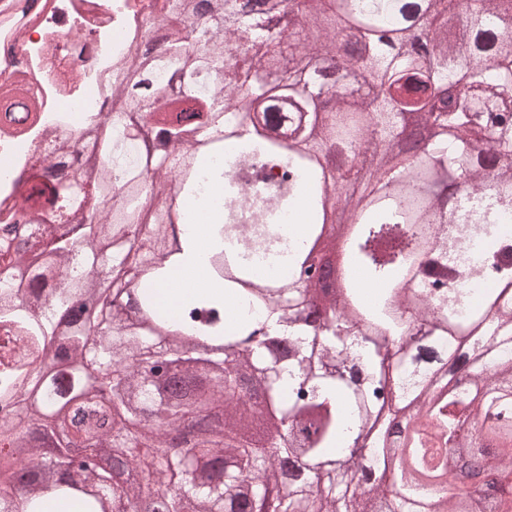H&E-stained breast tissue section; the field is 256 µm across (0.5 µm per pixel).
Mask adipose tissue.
I'll use <instances>...</instances> for the list:
<instances>
[{
	"label": "adipose tissue",
	"mask_w": 512,
	"mask_h": 512,
	"mask_svg": "<svg viewBox=\"0 0 512 512\" xmlns=\"http://www.w3.org/2000/svg\"><path fill=\"white\" fill-rule=\"evenodd\" d=\"M182 207L191 215L188 229L195 239L196 251L194 259L184 265L174 278L156 289L161 308L171 315L178 311L187 298L216 288L207 276L206 260L214 245L207 227L217 223V212L205 197L183 199Z\"/></svg>",
	"instance_id": "obj_1"
}]
</instances>
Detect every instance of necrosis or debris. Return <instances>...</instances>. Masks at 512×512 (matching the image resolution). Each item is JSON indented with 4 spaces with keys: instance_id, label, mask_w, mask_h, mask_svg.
<instances>
[{
    "instance_id": "obj_1",
    "label": "necrosis or debris",
    "mask_w": 512,
    "mask_h": 512,
    "mask_svg": "<svg viewBox=\"0 0 512 512\" xmlns=\"http://www.w3.org/2000/svg\"><path fill=\"white\" fill-rule=\"evenodd\" d=\"M161 0H0V201L23 215L25 223L39 219L27 203L26 181L52 145L58 132L72 134L85 123L106 118V80L114 58L129 54L160 13ZM212 154L200 174V184L217 209H224V188L212 179L222 170L235 181L251 160ZM487 225L467 232L451 224L448 237L467 235L462 254L463 274L455 282L463 294L456 309L466 318L481 305L487 284L476 272V256L486 239Z\"/></svg>"
}]
</instances>
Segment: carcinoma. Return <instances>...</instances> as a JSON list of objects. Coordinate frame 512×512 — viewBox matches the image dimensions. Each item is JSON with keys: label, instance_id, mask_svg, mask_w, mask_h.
<instances>
[{"label": "carcinoma", "instance_id": "obj_1", "mask_svg": "<svg viewBox=\"0 0 512 512\" xmlns=\"http://www.w3.org/2000/svg\"><path fill=\"white\" fill-rule=\"evenodd\" d=\"M183 27L143 37L138 60L117 69L123 109L85 132L101 164L56 144L55 163L33 177L30 207L43 244L21 221L0 222V265L43 270L59 263L66 287L46 313L0 293V406L23 416V392L40 413L23 433L0 437L26 453L40 479L0 512H42L70 501L78 512H359L372 477L378 512H512V238L483 253L495 282L489 314L462 321L448 307L453 269L435 224H459L455 196L489 198L472 219L512 211V0H164ZM241 101V116L231 102ZM428 134L406 162L408 117ZM239 140L242 154L283 163L291 196L309 202L288 278L265 286L217 246L209 271L221 288L175 319L145 288L192 258L188 216L171 191L194 195L204 160ZM364 146L381 175L349 181L319 164ZM118 194L103 215L88 195ZM350 233V260L380 288L360 289L315 313L308 257L329 223ZM139 276L129 288V272ZM414 294L394 293L404 276ZM94 298L86 323L58 329L76 294ZM265 309L260 339L225 322V299ZM190 336L222 341L233 359L202 362ZM450 340L440 364L414 369L420 344ZM283 342L286 351L272 347ZM30 359L4 362L19 346ZM188 375L168 393L164 366ZM472 417L460 440L459 416ZM399 418L432 421L441 443L464 448L473 468L495 465L491 505L417 481L387 480ZM20 483L19 460L0 452V487Z\"/></svg>", "mask_w": 512, "mask_h": 512}]
</instances>
